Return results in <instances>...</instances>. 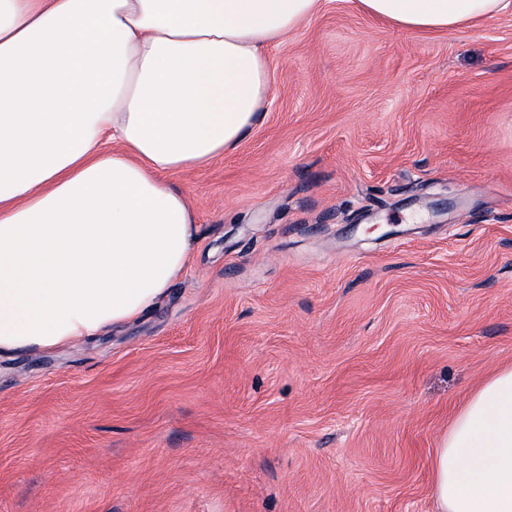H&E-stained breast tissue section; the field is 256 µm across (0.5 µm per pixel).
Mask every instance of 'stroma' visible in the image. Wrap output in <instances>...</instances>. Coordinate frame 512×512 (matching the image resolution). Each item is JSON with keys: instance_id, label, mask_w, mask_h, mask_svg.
<instances>
[{"instance_id": "35a3bbf8", "label": "stroma", "mask_w": 512, "mask_h": 512, "mask_svg": "<svg viewBox=\"0 0 512 512\" xmlns=\"http://www.w3.org/2000/svg\"><path fill=\"white\" fill-rule=\"evenodd\" d=\"M239 148L169 174L195 259L141 319L0 357V512H436L512 364V14L319 11Z\"/></svg>"}]
</instances>
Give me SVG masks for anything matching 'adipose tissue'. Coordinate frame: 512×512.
Instances as JSON below:
<instances>
[{"mask_svg": "<svg viewBox=\"0 0 512 512\" xmlns=\"http://www.w3.org/2000/svg\"><path fill=\"white\" fill-rule=\"evenodd\" d=\"M458 30L512 0H359ZM321 0H0V356L135 320L190 267L197 214L166 174L237 149L272 90L269 44ZM437 512H512V365L431 461Z\"/></svg>", "mask_w": 512, "mask_h": 512, "instance_id": "1", "label": "adipose tissue"}]
</instances>
